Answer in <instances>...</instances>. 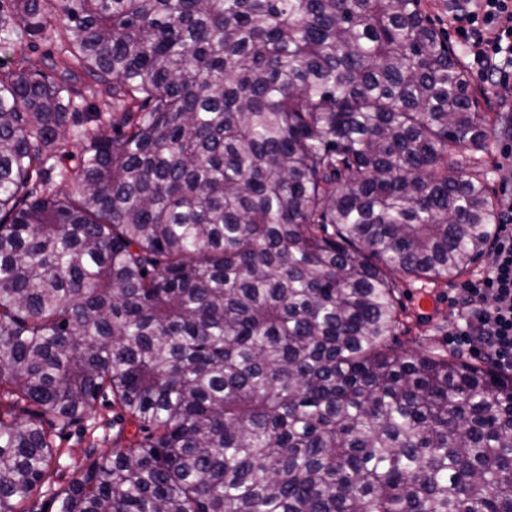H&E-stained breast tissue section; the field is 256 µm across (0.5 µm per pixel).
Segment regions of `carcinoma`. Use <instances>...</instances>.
<instances>
[{"label": "carcinoma", "mask_w": 512, "mask_h": 512, "mask_svg": "<svg viewBox=\"0 0 512 512\" xmlns=\"http://www.w3.org/2000/svg\"><path fill=\"white\" fill-rule=\"evenodd\" d=\"M0 48V512L100 400L42 512H512V378L396 336L497 221L421 0H0ZM87 421L77 423L62 431L57 444L65 452L61 461L62 466L54 477V489H61L78 475L80 468L85 464V449L92 442V431L88 430L90 425H100L94 432V440L98 453H112V436L117 429L112 430V407L108 402L101 400L94 406L93 411L88 414Z\"/></svg>", "instance_id": "1"}]
</instances>
